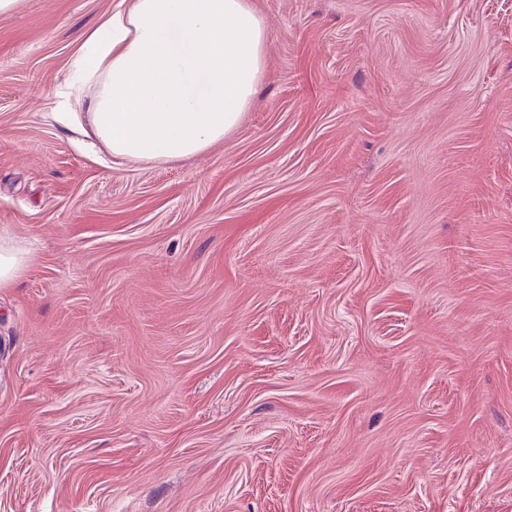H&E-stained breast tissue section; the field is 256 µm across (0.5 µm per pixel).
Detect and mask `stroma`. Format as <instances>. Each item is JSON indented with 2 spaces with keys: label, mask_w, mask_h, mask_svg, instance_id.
<instances>
[{
  "label": "stroma",
  "mask_w": 512,
  "mask_h": 512,
  "mask_svg": "<svg viewBox=\"0 0 512 512\" xmlns=\"http://www.w3.org/2000/svg\"><path fill=\"white\" fill-rule=\"evenodd\" d=\"M117 2L0 14V512H512V0H252L151 165L53 119ZM31 251L19 246L8 225L0 226V289L13 287L25 274Z\"/></svg>",
  "instance_id": "35a3bbf8"
}]
</instances>
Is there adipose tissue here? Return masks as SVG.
<instances>
[{"mask_svg": "<svg viewBox=\"0 0 512 512\" xmlns=\"http://www.w3.org/2000/svg\"><path fill=\"white\" fill-rule=\"evenodd\" d=\"M268 30L251 0H120L79 38L75 95L88 112L55 121L87 130L132 163L177 161L222 142L264 75ZM32 254L0 226V289L25 274Z\"/></svg>", "mask_w": 512, "mask_h": 512, "instance_id": "1", "label": "adipose tissue"}]
</instances>
